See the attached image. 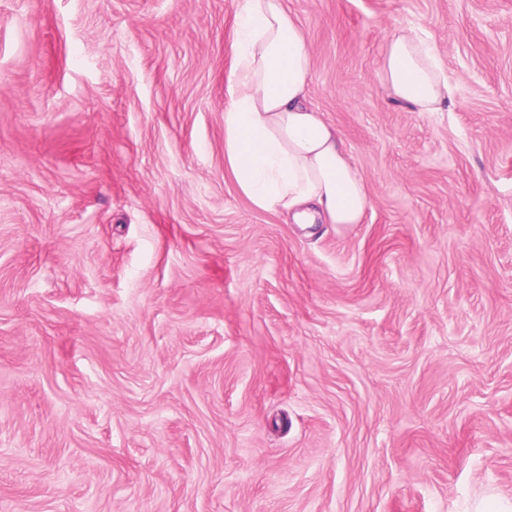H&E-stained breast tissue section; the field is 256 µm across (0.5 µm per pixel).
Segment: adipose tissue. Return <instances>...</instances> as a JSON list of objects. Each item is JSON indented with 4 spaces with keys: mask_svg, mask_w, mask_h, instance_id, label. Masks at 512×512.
Masks as SVG:
<instances>
[{
    "mask_svg": "<svg viewBox=\"0 0 512 512\" xmlns=\"http://www.w3.org/2000/svg\"><path fill=\"white\" fill-rule=\"evenodd\" d=\"M311 71L305 35L284 0H238L224 167L258 209L308 227L357 224L368 189L339 130L309 98ZM380 82L419 112L442 111L451 98L434 48L411 29L387 43Z\"/></svg>",
    "mask_w": 512,
    "mask_h": 512,
    "instance_id": "1",
    "label": "adipose tissue"
}]
</instances>
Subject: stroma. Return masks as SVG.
<instances>
[{"mask_svg": "<svg viewBox=\"0 0 512 512\" xmlns=\"http://www.w3.org/2000/svg\"><path fill=\"white\" fill-rule=\"evenodd\" d=\"M362 223L224 168L237 0H0V512L512 499V0H285ZM406 27L452 98L393 101Z\"/></svg>", "mask_w": 512, "mask_h": 512, "instance_id": "stroma-1", "label": "stroma"}]
</instances>
